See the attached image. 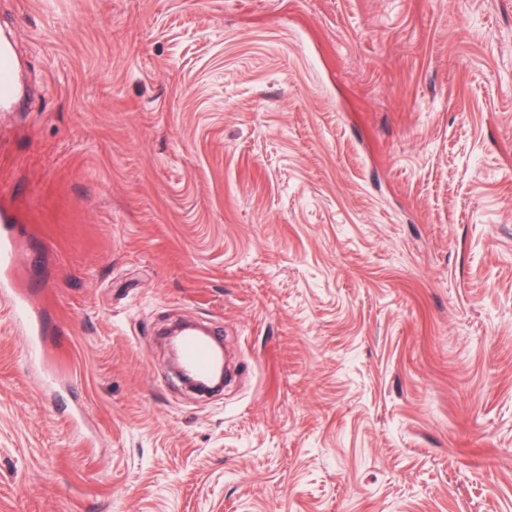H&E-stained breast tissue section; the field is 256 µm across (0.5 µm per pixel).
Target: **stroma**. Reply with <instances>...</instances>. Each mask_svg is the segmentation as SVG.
Here are the masks:
<instances>
[{
    "label": "stroma",
    "mask_w": 512,
    "mask_h": 512,
    "mask_svg": "<svg viewBox=\"0 0 512 512\" xmlns=\"http://www.w3.org/2000/svg\"><path fill=\"white\" fill-rule=\"evenodd\" d=\"M0 512H512V0H0ZM218 325L203 397L163 331ZM19 76L11 43L0 42V112H9L18 101ZM12 227L2 226L0 234V300L9 305L12 318L27 336L25 353L32 363L44 361V343L42 339V322L23 291L17 289L10 276L14 264L13 251L8 247Z\"/></svg>",
    "instance_id": "1"
}]
</instances>
